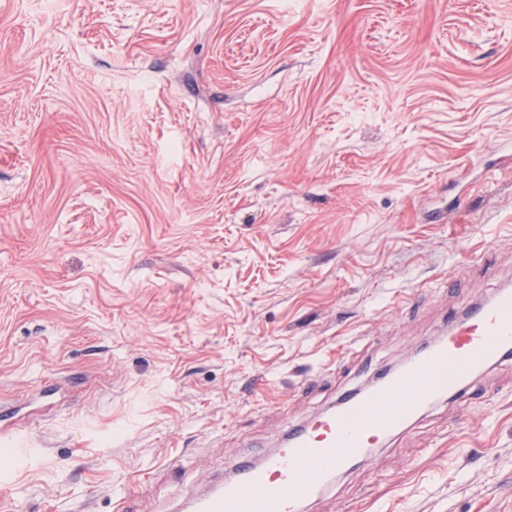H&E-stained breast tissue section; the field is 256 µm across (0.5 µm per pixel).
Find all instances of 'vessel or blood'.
<instances>
[{
  "label": "vessel or blood",
  "instance_id": "obj_1",
  "mask_svg": "<svg viewBox=\"0 0 512 512\" xmlns=\"http://www.w3.org/2000/svg\"><path fill=\"white\" fill-rule=\"evenodd\" d=\"M512 355V291L455 319L376 385L344 395L292 429L280 448L245 462L194 498L189 512H302L330 479L383 445L434 401L466 393L476 375Z\"/></svg>",
  "mask_w": 512,
  "mask_h": 512
}]
</instances>
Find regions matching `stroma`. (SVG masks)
<instances>
[{
  "instance_id": "stroma-1",
  "label": "stroma",
  "mask_w": 512,
  "mask_h": 512,
  "mask_svg": "<svg viewBox=\"0 0 512 512\" xmlns=\"http://www.w3.org/2000/svg\"><path fill=\"white\" fill-rule=\"evenodd\" d=\"M512 289V0H0V512H185ZM305 512H512V358Z\"/></svg>"
}]
</instances>
